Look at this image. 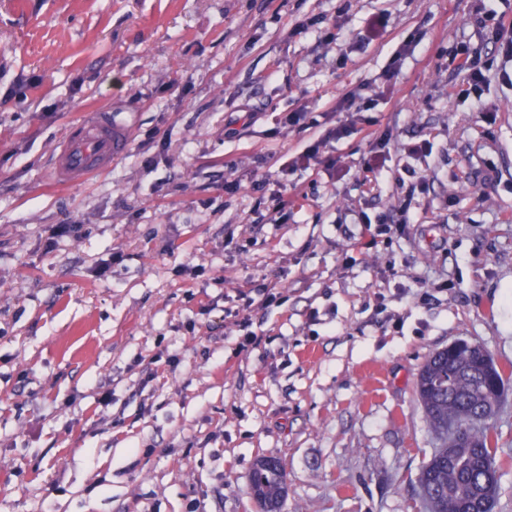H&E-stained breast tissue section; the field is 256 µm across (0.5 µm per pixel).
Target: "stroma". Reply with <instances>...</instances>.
Masks as SVG:
<instances>
[{"mask_svg": "<svg viewBox=\"0 0 512 512\" xmlns=\"http://www.w3.org/2000/svg\"><path fill=\"white\" fill-rule=\"evenodd\" d=\"M489 8L512 23V0H0V512H254L261 456L281 512H426L421 367L459 339L512 367V85L460 101L453 64L497 52ZM314 15L338 25L296 31ZM350 91L438 154L388 247L358 216L385 211L397 155L366 179L355 134L344 177L293 170L312 135L278 122ZM96 108L130 120L129 151L58 185ZM267 288L286 302L245 307ZM491 424L512 512V388ZM422 38L423 32L420 29H414L402 41L399 48L396 50L390 68L387 71L386 77L388 80L397 73L403 58L420 44ZM286 474L274 458H258L250 474V490L257 495L260 512H280L287 493Z\"/></svg>", "mask_w": 512, "mask_h": 512, "instance_id": "stroma-1", "label": "stroma"}]
</instances>
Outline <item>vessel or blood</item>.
<instances>
[{
  "label": "vessel or blood",
  "mask_w": 512,
  "mask_h": 512,
  "mask_svg": "<svg viewBox=\"0 0 512 512\" xmlns=\"http://www.w3.org/2000/svg\"><path fill=\"white\" fill-rule=\"evenodd\" d=\"M130 137V125L114 120L110 110L88 112L69 129L50 172L54 180L65 184L105 172L127 152Z\"/></svg>",
  "instance_id": "obj_1"
}]
</instances>
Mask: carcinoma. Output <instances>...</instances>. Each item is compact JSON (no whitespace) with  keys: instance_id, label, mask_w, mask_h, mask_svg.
I'll use <instances>...</instances> for the list:
<instances>
[{"instance_id":"obj_1","label":"carcinoma","mask_w":512,"mask_h":512,"mask_svg":"<svg viewBox=\"0 0 512 512\" xmlns=\"http://www.w3.org/2000/svg\"><path fill=\"white\" fill-rule=\"evenodd\" d=\"M507 378L485 363V350L465 345L433 353L422 366L417 392L427 424L442 444L424 463L418 483L429 512H492L499 480L498 439L487 426L503 397ZM465 425L460 441L452 429ZM286 474L274 458H259L250 474V490L260 512H281Z\"/></svg>"}]
</instances>
